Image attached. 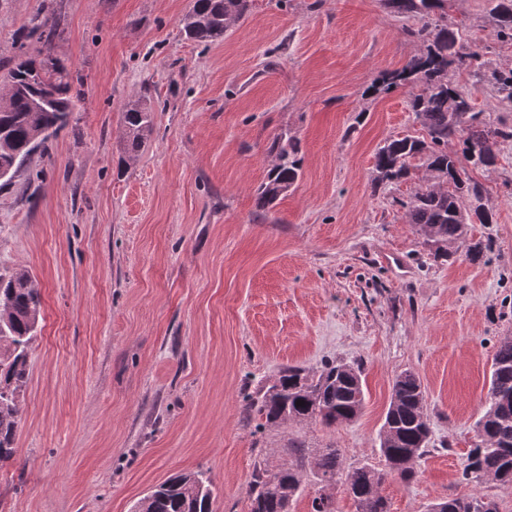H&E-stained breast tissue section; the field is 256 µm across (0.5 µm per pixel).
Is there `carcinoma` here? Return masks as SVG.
<instances>
[{
	"label": "carcinoma",
	"instance_id": "1",
	"mask_svg": "<svg viewBox=\"0 0 512 512\" xmlns=\"http://www.w3.org/2000/svg\"><path fill=\"white\" fill-rule=\"evenodd\" d=\"M391 11L411 14L422 20L410 36L422 46L420 55L383 78L393 90L410 84L417 89L411 100L426 136H404L387 140L375 154V180L396 182L409 174L410 161L426 158L436 183L417 191L407 203L411 224L441 249L448 244L465 251L476 261L480 244L466 243V226L474 222L492 223V214L477 207L465 214L458 204L466 193L479 200L482 187L476 182L458 184L464 174L463 162L475 167L495 164L500 139L512 138V127L495 126L473 111L468 97L448 80V71L465 59L477 61L481 49L472 47L462 30L448 26L447 0H384ZM497 37L512 41V0H490ZM251 7V0H192L180 20L186 39L212 44ZM52 14L36 20L28 37L42 43L36 55H22L7 72L11 85L0 94V180L9 181L31 157L34 143L44 144L66 126L78 93L73 91L70 73L60 59L44 70L37 80L30 78L28 65L53 55ZM489 81L496 92L512 100V69L494 71ZM126 154L138 155L153 126V112L138 100L129 101L122 112ZM458 139L461 153L448 150V141ZM276 161L266 180L257 189V206L266 210L287 195L301 171L296 138L280 135L272 143ZM41 317L40 294L26 270L0 275V462L15 454L19 425L18 394L28 380V347L37 334ZM305 401L302 406L296 405ZM365 393L358 366L325 363L311 376L299 366L280 371L270 385L250 397L246 420L258 419L266 425L290 422H318L326 427L355 422L362 413ZM419 377L410 370L397 374L379 434V450L386 467L368 464L343 467L339 448H306L292 443L293 465L272 466L262 459L254 464L247 485L250 512H290L294 497L309 474L321 484L312 500V512H335L327 490L347 485V495L357 512H388L381 494L389 481L410 483L429 443V423ZM491 473L497 481L512 483V336L498 342L492 359V373L483 402V412L475 422V443L462 470L466 480L480 482ZM214 484L209 471L199 469L168 477L141 498L135 512H212ZM463 512H498L496 503L483 496L462 499Z\"/></svg>",
	"mask_w": 512,
	"mask_h": 512
}]
</instances>
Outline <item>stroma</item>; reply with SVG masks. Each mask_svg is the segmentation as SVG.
I'll return each instance as SVG.
<instances>
[{"label": "stroma", "instance_id": "stroma-1", "mask_svg": "<svg viewBox=\"0 0 512 512\" xmlns=\"http://www.w3.org/2000/svg\"><path fill=\"white\" fill-rule=\"evenodd\" d=\"M192 0H0V74L52 12L56 56L80 96L67 125L0 180V273L29 272L42 298L28 351L14 457L0 462V512H133L177 472L209 470L213 512H249L254 464L291 443L339 448L384 468L378 434L394 377L414 371L430 440L389 512L480 495L512 512V484L462 480L498 341L512 336V139L468 168L489 224L480 260L438 258L406 201L423 159L374 181L390 137L422 133L412 87L378 89L420 52L413 15L383 0H252L223 41L184 39ZM448 22L481 48L483 72L512 68L488 0H449ZM475 111L512 126V101L453 66ZM154 112L139 156L122 112ZM300 142L301 174L267 211L256 190L277 135ZM357 364L354 423L255 427L250 396L288 366Z\"/></svg>", "mask_w": 512, "mask_h": 512}]
</instances>
